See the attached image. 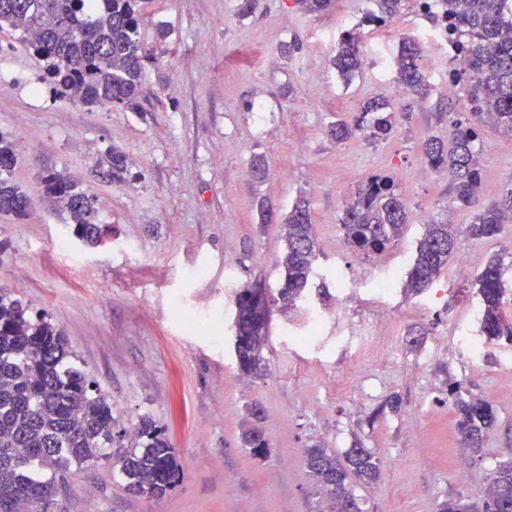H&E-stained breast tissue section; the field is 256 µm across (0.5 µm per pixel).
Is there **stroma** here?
Here are the masks:
<instances>
[{
	"mask_svg": "<svg viewBox=\"0 0 512 512\" xmlns=\"http://www.w3.org/2000/svg\"><path fill=\"white\" fill-rule=\"evenodd\" d=\"M238 3L142 0L140 39L158 61L145 67L139 112L57 97L44 61L0 36V133L20 150L10 179L33 200L26 220L0 217V287L63 329L115 404L119 428L132 429L144 414L162 427L182 471L176 487L151 500L130 493L110 469H83L66 512H318L303 463L314 444L377 453L381 477L360 491L367 512H437L451 494L479 496L483 478L512 458V343L487 342L471 317L476 290L452 267L418 294L399 283L384 295L377 283L389 270L407 272L426 223L449 219L472 272L500 259L503 310L512 319V223L494 238L470 236L473 212L454 202L450 180L414 178L424 140L448 136L439 91L399 118L389 138L329 136L367 99L404 101L378 68H363L347 85L332 64L344 19L377 10L376 0H335L320 14L294 0H255L245 17ZM428 24L407 0L368 36L378 56L394 55ZM294 39L299 50L284 56ZM112 147L133 160L121 182L99 167ZM478 150L483 180L512 168V136L484 128ZM258 155L268 164L261 181L250 175ZM46 163L96 196L98 222L112 227L106 247L75 239L64 213L43 197ZM379 173L397 175L410 221L386 251L364 256L345 243L340 219L351 191ZM301 196L319 250L312 284L288 312H273L268 369L248 379L231 340L235 293L278 291L280 224ZM262 203L273 210L267 224L258 217ZM201 262L209 274L193 278L189 270ZM340 272L354 293L341 308ZM383 307L394 320L380 318ZM314 311L323 320L311 336ZM356 362L363 378L352 388L344 379ZM452 384L458 399H486L497 411L480 450L458 441ZM256 405L269 444L263 457L241 440ZM457 460L472 482L453 476Z\"/></svg>",
	"mask_w": 512,
	"mask_h": 512,
	"instance_id": "obj_1",
	"label": "stroma"
}]
</instances>
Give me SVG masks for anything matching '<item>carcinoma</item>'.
<instances>
[{
  "label": "carcinoma",
  "mask_w": 512,
  "mask_h": 512,
  "mask_svg": "<svg viewBox=\"0 0 512 512\" xmlns=\"http://www.w3.org/2000/svg\"><path fill=\"white\" fill-rule=\"evenodd\" d=\"M403 0H378V12L363 21L383 26L395 16ZM139 0H0V32L10 34L47 62V77L62 98L86 105L111 104L137 110L143 94L145 64L157 57L138 34ZM437 10L448 20V32L462 29L466 39L471 110H457L448 98V141H424L425 164L446 168L457 203L475 208L469 232L494 238L512 218V182L491 205L480 206L481 172L477 142L485 126L512 136V0H438ZM423 46L402 40L395 62L400 85L420 99L431 93L421 68ZM337 75L348 82L361 70L358 37L338 38L333 60ZM395 124L388 102L370 100L350 121L330 128L338 141L357 134L387 138ZM16 143L0 134V215L15 221L29 217L32 200L6 174L16 165ZM102 163L112 180L124 178L129 162L118 149ZM45 198L67 213L72 235L92 247L105 244L109 224L97 222L96 197L80 189L72 177L53 166L41 173ZM407 205L393 176L375 174L361 182L346 202L341 229L357 253L385 251L408 224ZM284 251L278 262L285 287L266 294L264 322H258L257 304L236 292L240 342L235 352L242 375L260 377L267 370L264 349L269 341L273 308L291 305L310 283L317 256L316 238L305 199H298L282 224ZM456 251L449 224L426 225L406 275V288L419 293L429 287ZM480 296V329L488 340L512 341V322L503 314L505 288L500 263L493 259L475 275ZM459 442L478 450L482 434L495 426L496 410L488 401H458L451 388ZM112 403L100 384L90 378L71 351L64 331L42 313L33 314L21 300L0 289V512H59L62 490L72 472L107 466L126 482L129 491L159 499L181 478L175 448L149 415L133 429V446L115 443L127 431L117 430ZM244 446L264 456L269 444L254 426L244 434ZM304 465L319 489L326 508L320 512H363L354 491L372 486L380 477V458L367 448H349L338 454L322 445L303 450ZM482 504L459 492L438 505V512H512V458L485 478Z\"/></svg>",
  "instance_id": "obj_1"
}]
</instances>
